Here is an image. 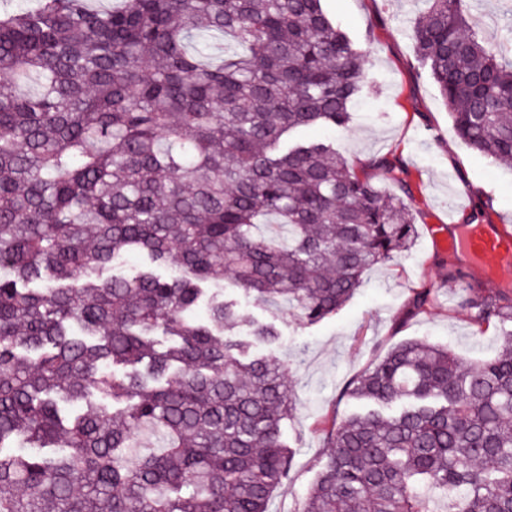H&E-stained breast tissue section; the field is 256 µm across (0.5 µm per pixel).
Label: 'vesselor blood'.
<instances>
[{
    "instance_id": "obj_1",
    "label": "vessel or blood",
    "mask_w": 512,
    "mask_h": 512,
    "mask_svg": "<svg viewBox=\"0 0 512 512\" xmlns=\"http://www.w3.org/2000/svg\"><path fill=\"white\" fill-rule=\"evenodd\" d=\"M465 249L490 281L512 274V233L498 224H476L466 234Z\"/></svg>"
}]
</instances>
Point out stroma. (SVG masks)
I'll list each match as a JSON object with an SVG mask.
<instances>
[{
  "instance_id": "35a3bbf8",
  "label": "stroma",
  "mask_w": 512,
  "mask_h": 512,
  "mask_svg": "<svg viewBox=\"0 0 512 512\" xmlns=\"http://www.w3.org/2000/svg\"><path fill=\"white\" fill-rule=\"evenodd\" d=\"M324 7L368 52L367 83L348 129L335 135L336 149L358 167L382 155L399 160L412 192L416 234L411 249L369 270L340 311L312 325L287 303L258 305L225 280L224 298L241 318L239 339H247L252 324L273 325L275 345L256 342L251 352L275 355L290 370L293 410L282 431L295 459L269 512H302L328 453L324 431L354 408L344 390L376 357L416 338L476 362L494 357L501 337L512 333L511 321L477 327L460 306L462 298L494 287L512 290V278L491 284L464 252L442 243L471 223L491 221L512 232V170L463 145L437 86L418 64L413 26L425 0H324ZM470 15L490 44L512 54V0H471ZM452 265L466 279L449 280ZM424 288L431 291L426 311L406 316L414 294Z\"/></svg>"
}]
</instances>
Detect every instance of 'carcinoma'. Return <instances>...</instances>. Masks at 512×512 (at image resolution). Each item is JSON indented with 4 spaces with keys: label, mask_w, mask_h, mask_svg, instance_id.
Listing matches in <instances>:
<instances>
[{
    "label": "carcinoma",
    "mask_w": 512,
    "mask_h": 512,
    "mask_svg": "<svg viewBox=\"0 0 512 512\" xmlns=\"http://www.w3.org/2000/svg\"><path fill=\"white\" fill-rule=\"evenodd\" d=\"M427 4L415 53L457 136L512 165V58L468 0ZM366 56L322 0L0 10V512H268L287 366L246 355L224 277L315 324L411 248L406 182L298 137L348 126ZM462 308L511 320L512 294ZM344 395L302 512H433L426 489L512 512V333L469 364L404 340ZM143 428L163 446L134 456Z\"/></svg>",
    "instance_id": "carcinoma-1"
}]
</instances>
